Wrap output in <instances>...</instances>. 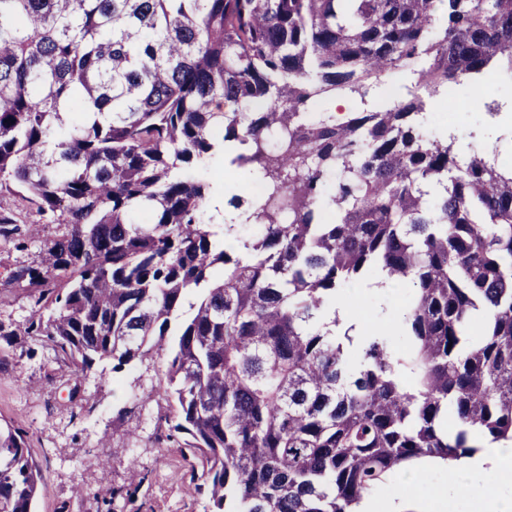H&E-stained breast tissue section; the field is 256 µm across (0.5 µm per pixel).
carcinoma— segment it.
Wrapping results in <instances>:
<instances>
[{
  "instance_id": "carcinoma-1",
  "label": "carcinoma",
  "mask_w": 512,
  "mask_h": 512,
  "mask_svg": "<svg viewBox=\"0 0 512 512\" xmlns=\"http://www.w3.org/2000/svg\"><path fill=\"white\" fill-rule=\"evenodd\" d=\"M406 70L486 95L512 0H0V241L28 250L18 198L56 225L0 282L27 308L0 337L75 393L166 356L154 442L211 512H354L411 461L512 442V153L427 135L421 95L376 104ZM218 153L248 235L205 220ZM376 272L409 291L404 350L336 334L329 306ZM27 440L0 429V512H32Z\"/></svg>"
}]
</instances>
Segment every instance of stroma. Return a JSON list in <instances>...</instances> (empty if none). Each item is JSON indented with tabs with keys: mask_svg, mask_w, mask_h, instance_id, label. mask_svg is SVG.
<instances>
[{
	"mask_svg": "<svg viewBox=\"0 0 512 512\" xmlns=\"http://www.w3.org/2000/svg\"><path fill=\"white\" fill-rule=\"evenodd\" d=\"M457 95L461 108L444 124L430 118L432 131L441 134L454 129L467 137V148L473 151L489 148L491 140L512 128L502 116L472 106L466 86H459ZM406 299L405 288L393 281L380 288L360 285L345 297L346 302L355 304L360 319L389 325L399 322ZM161 364L157 358L126 368L118 386L112 383L111 363L97 364L73 402L69 399L71 383L55 373L41 347L31 346L29 353L23 354L0 340V427L11 424L29 432L31 456L42 469L35 512H97L104 496L93 464L97 454L112 460L109 480L123 490L111 504V512H206L207 499L195 492L179 450L157 447L149 438L158 407L147 396ZM123 410L132 411V422L139 427L136 436H128L118 422ZM133 460L147 474L144 483L131 478L128 466ZM76 481L84 486L79 501L71 496ZM448 482L443 468L428 471L411 483L396 473L376 494L424 502L428 512H476L467 497L435 501L436 491Z\"/></svg>",
	"mask_w": 512,
	"mask_h": 512,
	"instance_id": "stroma-1",
	"label": "stroma"
}]
</instances>
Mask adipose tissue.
<instances>
[{"label": "adipose tissue", "mask_w": 512, "mask_h": 512, "mask_svg": "<svg viewBox=\"0 0 512 512\" xmlns=\"http://www.w3.org/2000/svg\"><path fill=\"white\" fill-rule=\"evenodd\" d=\"M449 487L440 488L437 496L465 495L474 500L477 512H507L500 490L512 483V448L502 444L479 442L470 455L448 461Z\"/></svg>", "instance_id": "1"}]
</instances>
